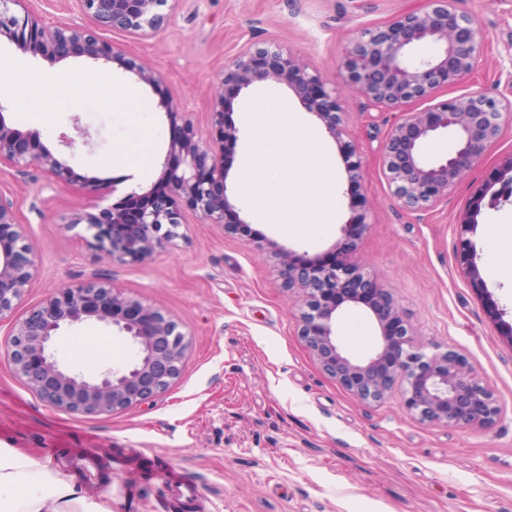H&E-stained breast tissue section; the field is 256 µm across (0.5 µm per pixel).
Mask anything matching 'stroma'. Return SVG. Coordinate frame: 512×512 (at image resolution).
Returning a JSON list of instances; mask_svg holds the SVG:
<instances>
[{"instance_id": "stroma-1", "label": "stroma", "mask_w": 512, "mask_h": 512, "mask_svg": "<svg viewBox=\"0 0 512 512\" xmlns=\"http://www.w3.org/2000/svg\"><path fill=\"white\" fill-rule=\"evenodd\" d=\"M485 34L482 60L465 85L440 88L437 100L487 88L512 99V0H454ZM428 0H169L168 22L151 39L122 31L101 36L156 70V86L117 66L114 81L134 88L132 100L103 104L97 96L63 92L61 74L90 70L75 55L53 67L0 39V55L43 69L42 101L27 88L0 85L6 123L36 134L73 171L99 181L51 185L34 166L0 168V194L38 252L37 275L14 316L0 319V343L15 316L66 284L103 278L184 323L191 349L179 380L153 401L112 416H82L45 405L0 361V445L16 448L74 477L93 493H111L112 512H164L170 491L150 464L162 456L195 483L199 503L185 512H512V345L497 334L487 307L496 303L512 321V287L499 278L506 247L494 227L512 225V199L476 203L480 188L503 186L501 162L512 154V126L449 192L422 213L402 211L383 174L380 147L395 115L340 84L338 63L366 28ZM273 39L300 55L337 87L344 125L362 160L358 191L344 166L336 168L337 219L317 234L293 236L278 225L248 222L254 234H231L186 211L182 236L144 263H117L91 250L79 230H64L78 214L119 204L129 188L144 192L157 180L172 139L162 100L180 99L199 136L209 138L212 103L224 64L250 42ZM251 97L235 99L225 117L239 126L226 154L228 195L244 203L235 183L251 132L242 114ZM74 148L59 142L60 134ZM140 165L134 183L123 180L127 162ZM360 200L371 224L356 242L361 264L389 288L425 342L452 348L473 368L502 408L489 429H460L419 420L394 395L360 402L323 372L298 334L293 302L275 280L256 243L271 239L316 256L341 237L340 227ZM478 205L476 224L460 234L457 222ZM467 237L491 294L478 297L458 273L456 248ZM339 339L353 358L368 357L379 329L369 309L346 305ZM59 362L92 376L137 359L126 336L100 323L64 329L55 342ZM95 459L92 476L81 456Z\"/></svg>"}]
</instances>
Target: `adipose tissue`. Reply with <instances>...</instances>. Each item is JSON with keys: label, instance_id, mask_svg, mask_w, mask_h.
Listing matches in <instances>:
<instances>
[{"label": "adipose tissue", "instance_id": "ef3b65f1", "mask_svg": "<svg viewBox=\"0 0 512 512\" xmlns=\"http://www.w3.org/2000/svg\"><path fill=\"white\" fill-rule=\"evenodd\" d=\"M244 119L252 130L238 182L245 204L289 234L335 223V160L328 149L291 113L266 111L259 102ZM272 165L286 173V183L267 177ZM0 512H112V499L89 496L72 477L0 447Z\"/></svg>", "mask_w": 512, "mask_h": 512}]
</instances>
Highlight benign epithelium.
Here are the masks:
<instances>
[{
	"label": "benign epithelium",
	"mask_w": 512,
	"mask_h": 512,
	"mask_svg": "<svg viewBox=\"0 0 512 512\" xmlns=\"http://www.w3.org/2000/svg\"><path fill=\"white\" fill-rule=\"evenodd\" d=\"M81 8L102 28L139 37L162 29L158 8L167 0H78ZM23 12H18V9ZM38 47V54L54 65L72 54L103 64H115L155 85L160 75L117 45L101 40L95 31L69 22L47 25L24 9V0H0V36L27 50L22 36ZM485 37L477 21L458 11L453 0H431V7L400 14L388 23L360 32L340 59L343 83L368 100L399 112L390 127L381 157L383 174L400 207L426 211L448 196L461 175L479 163L512 126V99H498L485 90L412 110L416 100L433 98L441 87L465 83L478 61ZM430 43L442 51L429 59H411L413 47ZM284 82L304 108L339 143L345 156L348 182L358 180L361 161L351 160L356 147L342 119L336 89L292 51L276 41L256 43L224 65L212 108L215 136L198 137L189 113L177 104H164L167 116L181 120V134L171 141L161 164L159 193L129 192L127 197L149 199L129 211L103 207L96 214L79 215L64 224L71 231L85 226L88 246L117 262L139 263L182 236L184 212L199 213L207 224L246 220L234 210L227 191L220 190L227 174L222 167L224 143L238 140V130L224 124L227 102L256 86ZM0 103V166L39 165L49 183L72 182L71 168L37 137L6 124ZM446 132L454 149L432 161L425 144ZM273 274L294 299L299 336L323 371L364 403H380L394 392L420 420L455 427L492 426L501 414L490 390L466 360L452 350L427 353L416 344L411 326L387 288L352 262L323 264L319 258H300L296 251L269 241L260 246ZM460 274L479 296L488 288L467 242L457 253ZM36 250L16 218L12 200L0 195V319L12 313L36 275ZM365 293L378 305L370 312L379 328V341L366 360L351 359L336 334L339 310L361 303ZM97 322L131 338L138 359L124 370L108 369L96 377L73 374L63 368L52 350L61 329ZM190 340L182 325L165 310L124 292L109 281L88 279L68 284L47 295L13 325L0 352L14 372L44 403L71 414L111 416L143 404L166 392L180 377Z\"/></svg>",
	"instance_id": "1"
}]
</instances>
